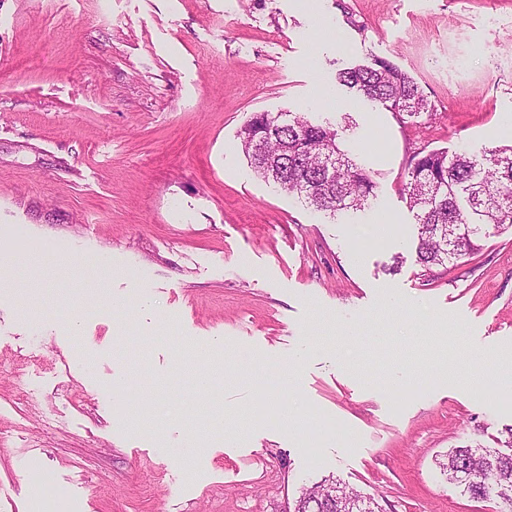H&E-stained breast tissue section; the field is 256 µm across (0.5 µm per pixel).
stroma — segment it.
<instances>
[{
	"label": "stroma",
	"mask_w": 512,
	"mask_h": 512,
	"mask_svg": "<svg viewBox=\"0 0 512 512\" xmlns=\"http://www.w3.org/2000/svg\"><path fill=\"white\" fill-rule=\"evenodd\" d=\"M374 57L429 112L339 85ZM255 112L344 127L369 206L258 178ZM510 142L512 0H0V259L51 253L0 284V512H36L34 465L68 512H284L327 478L498 512L437 461L512 435V233L424 276L404 183Z\"/></svg>",
	"instance_id": "obj_1"
}]
</instances>
